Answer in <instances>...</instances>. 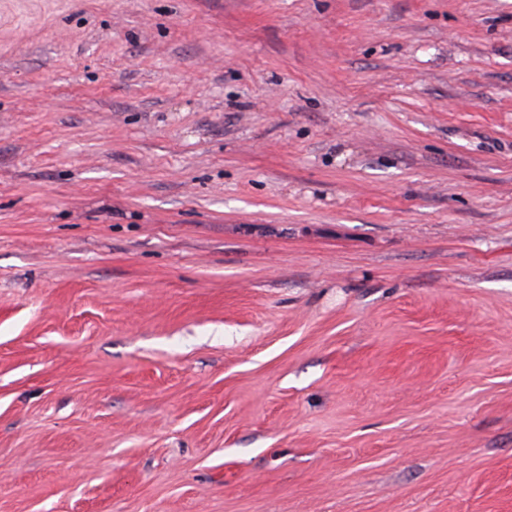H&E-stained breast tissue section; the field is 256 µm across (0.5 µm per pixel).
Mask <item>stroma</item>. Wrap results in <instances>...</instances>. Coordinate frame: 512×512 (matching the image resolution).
Listing matches in <instances>:
<instances>
[{"mask_svg":"<svg viewBox=\"0 0 512 512\" xmlns=\"http://www.w3.org/2000/svg\"><path fill=\"white\" fill-rule=\"evenodd\" d=\"M0 512H512V0H0Z\"/></svg>","mask_w":512,"mask_h":512,"instance_id":"35a3bbf8","label":"stroma"}]
</instances>
